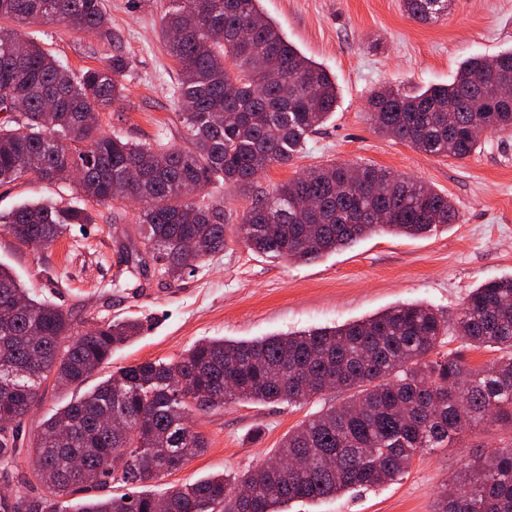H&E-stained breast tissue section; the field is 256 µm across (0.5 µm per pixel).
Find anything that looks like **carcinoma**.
I'll return each mask as SVG.
<instances>
[{"label": "carcinoma", "mask_w": 512, "mask_h": 512, "mask_svg": "<svg viewBox=\"0 0 512 512\" xmlns=\"http://www.w3.org/2000/svg\"><path fill=\"white\" fill-rule=\"evenodd\" d=\"M402 6L428 22L448 0ZM1 20L115 39L104 0H0ZM251 24L252 35L240 38ZM161 38L178 66L186 147L131 142L89 122L125 98L134 63L124 53L75 72L0 26V183L30 175L54 182L69 166L86 199L137 196L143 251L173 280L224 251L230 234L257 253L312 262L377 232L416 237L458 220L448 197L368 164L313 168L255 198L236 220L223 204L187 195L188 185L245 190L288 163L335 110L336 85L263 16L260 0H170ZM493 70L512 83V51L466 60L447 85L384 87L369 100V121L415 150L465 159L482 134H512V96L498 94ZM311 198L316 209L298 206ZM92 221L84 207L29 203L0 214V232L45 247ZM0 313L8 316L0 318V473L14 477L19 494L0 497V512H70L71 496L113 482L129 491L94 496L77 512H155L157 503L161 512H278L292 500L395 482L428 448L448 447L481 425L512 426V277L476 288L452 323L428 306L403 304L339 327L203 340L176 360L122 366L30 439L21 424L40 387L82 385L142 334L143 323L105 321L72 340V313L31 297L1 265ZM450 332L499 356L479 368L459 353L441 358ZM329 382L347 400L288 432L261 466L147 490L204 452L189 425L194 413L235 401L296 405ZM22 456L30 470L16 477ZM36 487L41 494H31ZM242 488L252 498L240 497ZM434 512H512V437L491 450L476 446L464 475L437 494Z\"/></svg>", "instance_id": "obj_1"}]
</instances>
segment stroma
I'll use <instances>...</instances> for the list:
<instances>
[{
    "label": "stroma",
    "instance_id": "35a3bbf8",
    "mask_svg": "<svg viewBox=\"0 0 512 512\" xmlns=\"http://www.w3.org/2000/svg\"><path fill=\"white\" fill-rule=\"evenodd\" d=\"M169 0H105L116 43L81 38L61 24L30 26L73 70L97 67L114 48L134 64L127 96L104 111L106 133L140 142L181 146L177 66L158 38ZM263 13L288 40L336 81V110L284 165L270 167L252 190L210 188L212 199L242 215L255 196L271 193L310 168L373 164L447 195L459 219L419 238L374 234L313 262H294L251 252L229 240L177 281L155 265L130 278L123 260L139 246L138 205L114 201L88 205L93 224L74 225L51 247L36 248L0 235V263L8 265L30 295L71 312L75 331L126 316L144 323L134 342L116 350L94 380L69 389H46L23 419L35 435L46 417L80 398L95 381L142 361L171 360L204 339L250 340L337 327L376 316L401 304L431 307L454 320L469 294L495 278L512 277V135L484 134L463 160L415 151L374 131L366 112L382 86L416 91L445 85L471 57L493 58L512 50V0H448L438 21L408 18L401 0H261ZM84 204L62 183L27 176L0 184V212L30 201ZM138 289H131L130 281ZM333 391L301 405L234 402L195 414L194 431L205 453L153 486L196 482L213 473L234 474L272 456L298 424L332 405ZM464 448H430L415 458L404 478L333 498L293 501L283 512H433L438 491L467 461Z\"/></svg>",
    "mask_w": 512,
    "mask_h": 512
}]
</instances>
